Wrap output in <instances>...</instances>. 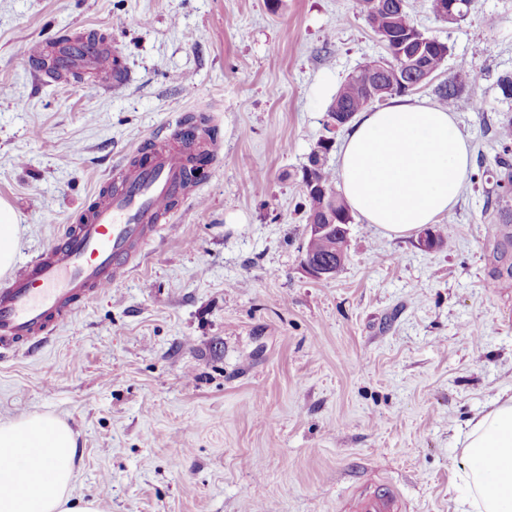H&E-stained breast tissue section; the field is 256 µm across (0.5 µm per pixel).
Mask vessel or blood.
I'll list each match as a JSON object with an SVG mask.
<instances>
[{
	"mask_svg": "<svg viewBox=\"0 0 512 512\" xmlns=\"http://www.w3.org/2000/svg\"><path fill=\"white\" fill-rule=\"evenodd\" d=\"M59 69L90 71L104 85L127 78L121 58L98 47L67 46ZM108 192L75 224L62 225L51 244L0 282V352L31 349L71 324L78 310L132 271L176 199L196 190L181 135L154 138L107 177ZM353 512H398L397 497L374 491Z\"/></svg>",
	"mask_w": 512,
	"mask_h": 512,
	"instance_id": "vessel-or-blood-1",
	"label": "vessel or blood"
}]
</instances>
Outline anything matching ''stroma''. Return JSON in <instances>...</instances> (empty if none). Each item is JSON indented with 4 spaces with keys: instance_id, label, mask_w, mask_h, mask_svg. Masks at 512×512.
<instances>
[{
    "instance_id": "obj_1",
    "label": "stroma",
    "mask_w": 512,
    "mask_h": 512,
    "mask_svg": "<svg viewBox=\"0 0 512 512\" xmlns=\"http://www.w3.org/2000/svg\"><path fill=\"white\" fill-rule=\"evenodd\" d=\"M439 79L463 86L474 163L440 226L384 236L360 215L329 278L304 267L302 170L347 76L385 49L357 0H0V198L18 261L77 223L113 165L206 116L221 145L139 265L38 349L0 354V420L49 413L77 434L74 496L104 512H455V431L512 386V201L478 183L512 100V0L438 21ZM103 34L121 87L50 81L26 54ZM398 509L397 496L381 490L357 497L353 512H398Z\"/></svg>"
}]
</instances>
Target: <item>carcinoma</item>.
I'll use <instances>...</instances> for the list:
<instances>
[{"mask_svg":"<svg viewBox=\"0 0 512 512\" xmlns=\"http://www.w3.org/2000/svg\"><path fill=\"white\" fill-rule=\"evenodd\" d=\"M360 13L374 32L383 40L384 48L390 50L388 60L397 58L399 51L393 40L411 33L416 37L423 33L414 25L408 11L406 0H376V5L367 10L360 7ZM447 43L432 38L430 44L420 55V62L427 68L437 72L448 56ZM376 82L390 83L387 72H371L367 67L360 66L354 70L339 88L328 109V118L334 122L347 124L359 113L374 110L387 105V102L373 103L367 100L369 89ZM462 93V85L454 77L439 83L435 88L437 101L444 107L454 108ZM497 141L501 145L502 154L495 157L493 183L484 189L487 196L501 202L512 196V119L501 122L496 129ZM331 148L329 140H319L308 156V166L302 172V178L310 177L316 183V188L304 192L308 203L307 223L309 224H349L351 215L343 197L335 194L334 200H329L322 189L334 191V174L326 166V156ZM347 239L309 237L306 251L323 261L336 263L341 268L342 263L336 262L335 252L343 250Z\"/></svg>","mask_w":512,"mask_h":512,"instance_id":"obj_1","label":"carcinoma"}]
</instances>
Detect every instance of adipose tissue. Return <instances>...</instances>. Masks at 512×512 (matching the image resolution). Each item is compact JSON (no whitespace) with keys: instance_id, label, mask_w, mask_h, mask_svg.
Masks as SVG:
<instances>
[{"instance_id":"ef3b65f1","label":"adipose tissue","mask_w":512,"mask_h":512,"mask_svg":"<svg viewBox=\"0 0 512 512\" xmlns=\"http://www.w3.org/2000/svg\"><path fill=\"white\" fill-rule=\"evenodd\" d=\"M471 165L452 112L395 98L350 125L338 174L350 210L385 235L407 236L448 214ZM457 442L470 492L455 512H512V387L471 416ZM76 450L58 419L0 420V512H102L99 498L72 494Z\"/></svg>"}]
</instances>
